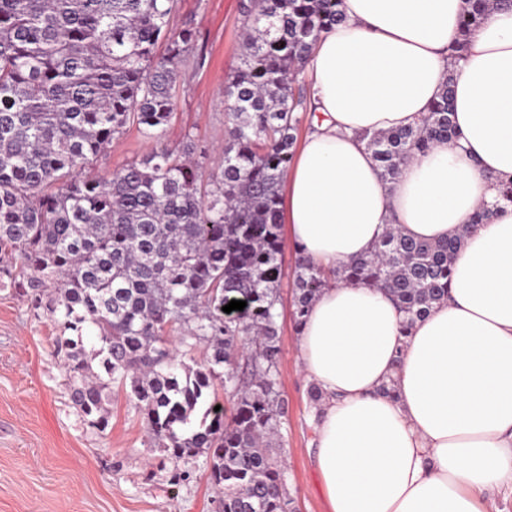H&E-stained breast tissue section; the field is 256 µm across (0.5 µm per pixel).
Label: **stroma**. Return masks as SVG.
Returning a JSON list of instances; mask_svg holds the SVG:
<instances>
[{"mask_svg":"<svg viewBox=\"0 0 512 512\" xmlns=\"http://www.w3.org/2000/svg\"><path fill=\"white\" fill-rule=\"evenodd\" d=\"M241 0H178L173 28L191 25L198 38L176 90L175 115L164 140L178 146L194 135L213 153L224 145V83L238 64L245 21ZM152 141L132 127L94 164L105 175L140 159ZM296 253L285 248L279 324L281 419L276 454L296 512H328L315 465L312 386L301 372L290 283ZM57 332L32 316L11 289L0 290V512H214L216 491L204 458L172 463L146 447L140 415L121 391L106 404L105 432L90 427L67 396Z\"/></svg>","mask_w":512,"mask_h":512,"instance_id":"stroma-1","label":"stroma"}]
</instances>
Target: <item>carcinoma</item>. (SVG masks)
<instances>
[{
	"instance_id": "1",
	"label": "carcinoma",
	"mask_w": 512,
	"mask_h": 512,
	"mask_svg": "<svg viewBox=\"0 0 512 512\" xmlns=\"http://www.w3.org/2000/svg\"><path fill=\"white\" fill-rule=\"evenodd\" d=\"M451 57L464 59L490 0H467ZM342 0H245L238 66L224 85L218 170L187 136L161 142L181 66L196 41L171 27L175 0H0V288L58 331L69 399L105 431L122 391L149 448L174 465L206 458L220 512H294L271 450L285 414L278 370L284 176L294 153L298 85ZM162 55H157L159 44ZM453 75L414 126L360 135L394 181L400 167L456 137ZM137 126L156 145L111 175L89 172ZM464 234L438 242L394 224L376 248L332 272L296 257L293 323L331 279L385 290L403 331L448 298ZM232 300L247 302L226 313ZM93 343L92 353L86 344ZM204 348L200 360L186 356ZM230 417L210 402L216 383Z\"/></svg>"
}]
</instances>
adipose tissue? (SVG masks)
Masks as SVG:
<instances>
[{
	"label": "adipose tissue",
	"mask_w": 512,
	"mask_h": 512,
	"mask_svg": "<svg viewBox=\"0 0 512 512\" xmlns=\"http://www.w3.org/2000/svg\"><path fill=\"white\" fill-rule=\"evenodd\" d=\"M466 0H342L305 72L314 110L283 187L288 242L336 266L386 225L464 234L447 300L403 330L379 288L330 283L298 332L323 393L316 466L329 512H498L512 492V0H492L465 60L449 49ZM453 84L457 135L385 182L360 131L419 122ZM494 208L481 224L471 218ZM394 393H381L383 384Z\"/></svg>",
	"instance_id": "adipose-tissue-1"
}]
</instances>
